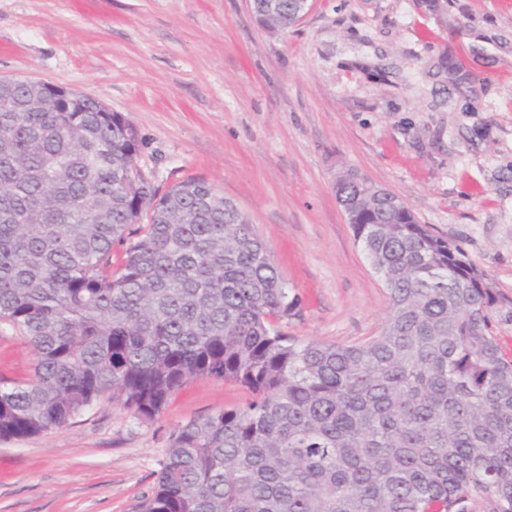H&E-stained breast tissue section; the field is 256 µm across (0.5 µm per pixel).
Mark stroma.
Masks as SVG:
<instances>
[{"instance_id":"stroma-1","label":"stroma","mask_w":512,"mask_h":512,"mask_svg":"<svg viewBox=\"0 0 512 512\" xmlns=\"http://www.w3.org/2000/svg\"><path fill=\"white\" fill-rule=\"evenodd\" d=\"M0 78L99 100L160 191L196 177L234 201L300 299L280 324L298 339L356 344L385 318L333 188L358 170L489 275L512 362V0H310L285 33L250 0H0ZM34 362L0 323V384ZM246 398L199 378L148 422L105 399L2 440L0 512H140L174 427Z\"/></svg>"}]
</instances>
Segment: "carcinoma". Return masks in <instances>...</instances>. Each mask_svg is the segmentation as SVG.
I'll return each mask as SVG.
<instances>
[{
	"label": "carcinoma",
	"mask_w": 512,
	"mask_h": 512,
	"mask_svg": "<svg viewBox=\"0 0 512 512\" xmlns=\"http://www.w3.org/2000/svg\"><path fill=\"white\" fill-rule=\"evenodd\" d=\"M252 9L271 31L300 20L294 0ZM28 94L0 82V321L36 353L30 383L0 386V440L103 399L151 421L213 377L249 398L174 428L140 512H512L500 297L459 247L391 192L337 184L389 308L359 344L295 339L278 322L298 297L232 200L198 178L158 193L121 115Z\"/></svg>",
	"instance_id": "obj_1"
}]
</instances>
